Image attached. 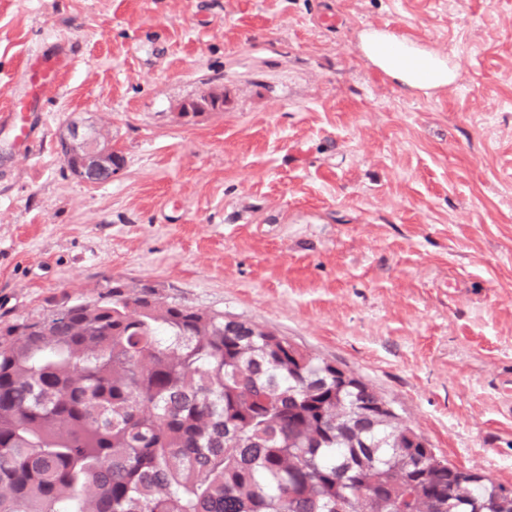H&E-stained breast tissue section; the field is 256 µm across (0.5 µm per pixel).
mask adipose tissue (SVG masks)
I'll list each match as a JSON object with an SVG mask.
<instances>
[{"label":"adipose tissue","mask_w":512,"mask_h":512,"mask_svg":"<svg viewBox=\"0 0 512 512\" xmlns=\"http://www.w3.org/2000/svg\"><path fill=\"white\" fill-rule=\"evenodd\" d=\"M359 47L366 58L405 89L443 88L453 80L446 59L407 39L369 30L362 34Z\"/></svg>","instance_id":"adipose-tissue-1"}]
</instances>
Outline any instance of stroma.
I'll use <instances>...</instances> for the list:
<instances>
[{
	"label": "stroma",
	"instance_id": "stroma-1",
	"mask_svg": "<svg viewBox=\"0 0 512 512\" xmlns=\"http://www.w3.org/2000/svg\"><path fill=\"white\" fill-rule=\"evenodd\" d=\"M367 29L455 81L404 90ZM59 42L31 154L0 126V320L148 280L356 374L512 488V0H0V111ZM71 120L111 182L69 171Z\"/></svg>",
	"mask_w": 512,
	"mask_h": 512
}]
</instances>
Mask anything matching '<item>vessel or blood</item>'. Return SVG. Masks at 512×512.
<instances>
[{
	"mask_svg": "<svg viewBox=\"0 0 512 512\" xmlns=\"http://www.w3.org/2000/svg\"><path fill=\"white\" fill-rule=\"evenodd\" d=\"M68 64V55L63 46H56L52 52L33 54L25 68L28 91L25 98L16 102L1 123L13 129L16 141L23 147L33 142L34 125L39 119L38 103L42 95L56 84L61 71Z\"/></svg>",
	"mask_w": 512,
	"mask_h": 512,
	"instance_id": "b4317fda",
	"label": "vessel or blood"
}]
</instances>
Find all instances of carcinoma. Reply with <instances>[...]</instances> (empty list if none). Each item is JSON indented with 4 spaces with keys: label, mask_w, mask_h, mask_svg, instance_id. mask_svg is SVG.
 I'll use <instances>...</instances> for the list:
<instances>
[{
    "label": "carcinoma",
    "mask_w": 512,
    "mask_h": 512,
    "mask_svg": "<svg viewBox=\"0 0 512 512\" xmlns=\"http://www.w3.org/2000/svg\"><path fill=\"white\" fill-rule=\"evenodd\" d=\"M114 279L0 325V512H512L368 384Z\"/></svg>",
    "instance_id": "carcinoma-1"
}]
</instances>
